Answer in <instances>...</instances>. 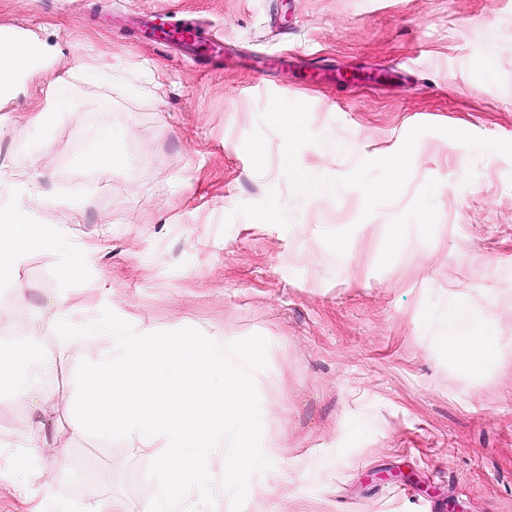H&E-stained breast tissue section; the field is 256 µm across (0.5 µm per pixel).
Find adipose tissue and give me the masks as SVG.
<instances>
[{"instance_id": "ef3b65f1", "label": "adipose tissue", "mask_w": 512, "mask_h": 512, "mask_svg": "<svg viewBox=\"0 0 512 512\" xmlns=\"http://www.w3.org/2000/svg\"><path fill=\"white\" fill-rule=\"evenodd\" d=\"M23 201L0 208V281L10 280L26 255L43 247L46 239L33 224L26 199L38 198L32 180L17 175ZM446 330L437 339L452 363L476 374L481 372L498 351V342L480 316L461 303H449L442 313ZM53 358L34 348L0 353V391L30 392L35 375L51 374Z\"/></svg>"}]
</instances>
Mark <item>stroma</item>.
Instances as JSON below:
<instances>
[{
  "label": "stroma",
  "instance_id": "35a3bbf8",
  "mask_svg": "<svg viewBox=\"0 0 512 512\" xmlns=\"http://www.w3.org/2000/svg\"><path fill=\"white\" fill-rule=\"evenodd\" d=\"M154 10L223 56L153 44ZM1 23L48 63L0 104V195L15 170L38 181L55 242L0 283V348L37 345L55 375L0 393V512H141L156 492L159 449L75 419L59 299L137 332L266 338L262 438L283 453L242 512H512V0H0ZM103 133L121 172L84 162ZM401 153L400 185L373 194ZM453 295L498 339L481 374L435 341ZM37 397L65 455L24 472Z\"/></svg>",
  "mask_w": 512,
  "mask_h": 512
}]
</instances>
